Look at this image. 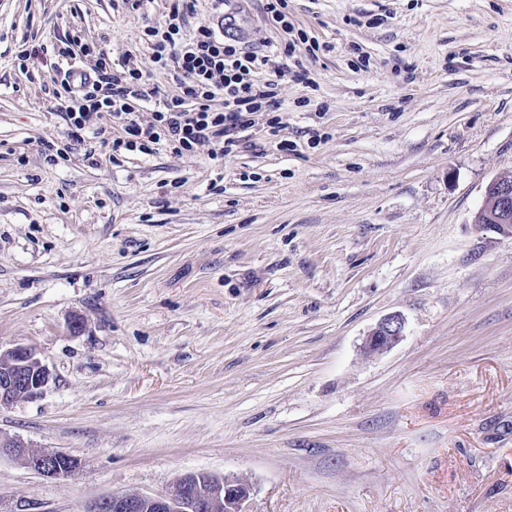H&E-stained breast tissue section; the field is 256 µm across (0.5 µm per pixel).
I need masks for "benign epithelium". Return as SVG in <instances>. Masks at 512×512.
<instances>
[{
    "instance_id": "benign-epithelium-1",
    "label": "benign epithelium",
    "mask_w": 512,
    "mask_h": 512,
    "mask_svg": "<svg viewBox=\"0 0 512 512\" xmlns=\"http://www.w3.org/2000/svg\"><path fill=\"white\" fill-rule=\"evenodd\" d=\"M473 223L512 237V191L504 177L493 178L485 187L484 204L476 212ZM405 321L397 313L383 318L368 334L363 352L378 356L402 338ZM49 382L46 366L35 352L26 347L0 351V407L31 396ZM10 456L25 467L47 478H60L71 473L77 459L62 453H39L21 441L0 434V457ZM250 486L216 475L199 472L181 477L165 494H114L96 504L92 512H248Z\"/></svg>"
}]
</instances>
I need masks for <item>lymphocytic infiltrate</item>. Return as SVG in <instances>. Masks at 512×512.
<instances>
[{"instance_id": "f902f5d3", "label": "lymphocytic infiltrate", "mask_w": 512, "mask_h": 512, "mask_svg": "<svg viewBox=\"0 0 512 512\" xmlns=\"http://www.w3.org/2000/svg\"><path fill=\"white\" fill-rule=\"evenodd\" d=\"M195 11L196 0H167L162 22L143 30L155 68L181 89L171 98L161 96L149 73L112 60L103 50L91 71L71 79L66 63L90 50L76 35L56 42L52 81L54 97L63 105L66 139L44 142L50 162L68 161L74 145L84 142L89 132L112 133L110 148L116 158L151 156L162 149L182 157L207 145L212 158L221 159L238 149L242 131L278 135L284 122L275 106V80L290 74L287 59L294 43L280 45L275 54L280 63L274 67L271 57L245 46L237 36L217 33L210 22L187 31ZM269 66L275 79H262ZM219 96L224 99L220 111L211 106ZM150 101L155 108L151 116H143L139 107Z\"/></svg>"}]
</instances>
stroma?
<instances>
[{
  "instance_id": "obj_1",
  "label": "stroma",
  "mask_w": 512,
  "mask_h": 512,
  "mask_svg": "<svg viewBox=\"0 0 512 512\" xmlns=\"http://www.w3.org/2000/svg\"><path fill=\"white\" fill-rule=\"evenodd\" d=\"M328 43L278 79L282 137L68 162L48 73L22 44L77 33L153 64L164 0H0V349L47 386L0 433L79 465L0 459V512H89L208 472L249 512H512V237L472 222L512 174V0H293ZM248 40L285 34L244 0ZM320 141H312L313 131ZM403 338L375 357L385 316ZM404 327L405 321L400 314L386 316L366 337L363 352L369 357L386 352L403 338Z\"/></svg>"
}]
</instances>
